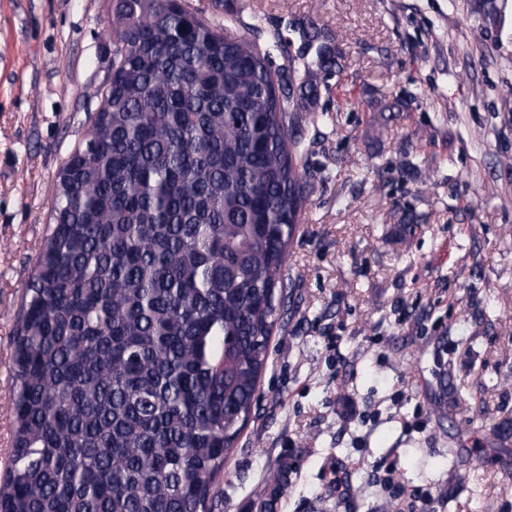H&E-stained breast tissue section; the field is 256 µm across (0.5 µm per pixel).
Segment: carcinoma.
<instances>
[{
  "label": "carcinoma",
  "instance_id": "cac0c4a2",
  "mask_svg": "<svg viewBox=\"0 0 512 512\" xmlns=\"http://www.w3.org/2000/svg\"><path fill=\"white\" fill-rule=\"evenodd\" d=\"M112 0V85L56 175L12 336L0 512H212L283 317L336 35L258 45ZM279 55L284 64L272 67Z\"/></svg>",
  "mask_w": 512,
  "mask_h": 512
}]
</instances>
